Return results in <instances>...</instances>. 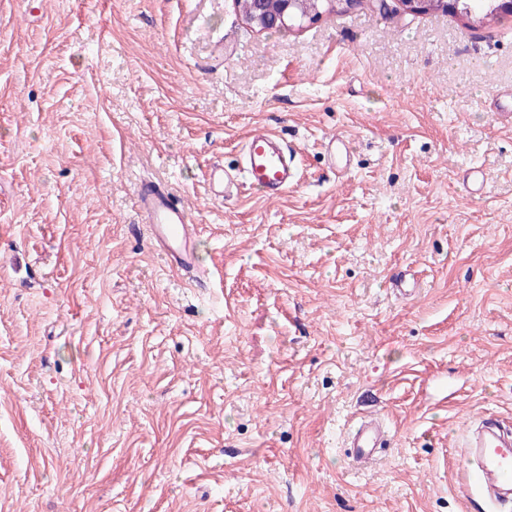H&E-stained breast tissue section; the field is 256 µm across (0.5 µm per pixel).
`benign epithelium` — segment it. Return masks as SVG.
<instances>
[{"label":"benign epithelium","instance_id":"1","mask_svg":"<svg viewBox=\"0 0 512 512\" xmlns=\"http://www.w3.org/2000/svg\"><path fill=\"white\" fill-rule=\"evenodd\" d=\"M283 5L279 15L270 18L261 10L262 0H255L252 11L242 16V19L252 28L260 31L295 28V16H300L301 22H314L321 15L320 7L325 6L336 12H347L357 8L370 7L383 13L402 12L409 15H420L430 11L441 10L456 15L472 27L482 25L477 16L475 3L483 0H471V3L460 8L461 0H281Z\"/></svg>","mask_w":512,"mask_h":512}]
</instances>
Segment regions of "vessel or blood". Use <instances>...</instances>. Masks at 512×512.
I'll return each instance as SVG.
<instances>
[{
    "label": "vessel or blood",
    "mask_w": 512,
    "mask_h": 512,
    "mask_svg": "<svg viewBox=\"0 0 512 512\" xmlns=\"http://www.w3.org/2000/svg\"><path fill=\"white\" fill-rule=\"evenodd\" d=\"M297 176L293 152L272 132L264 131L253 135L245 146L240 181L230 179L220 166L211 168L209 180L214 198L223 200L236 195L242 184L278 197L296 184ZM134 200L156 255L191 287H205L209 273L200 267L197 255L201 229L185 198L165 183L143 180ZM348 445L353 450V462L368 467L388 447L389 436L379 419L363 416L350 428ZM463 456L477 465L476 472L467 478L472 488L498 503H512L511 429L495 420H484L481 430L469 437Z\"/></svg>",
    "instance_id": "vessel-or-blood-1"
}]
</instances>
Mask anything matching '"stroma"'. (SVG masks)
<instances>
[{"mask_svg": "<svg viewBox=\"0 0 512 512\" xmlns=\"http://www.w3.org/2000/svg\"><path fill=\"white\" fill-rule=\"evenodd\" d=\"M39 2L0 0V512H491L460 451L512 419V16ZM258 130L298 184L215 199ZM142 179L189 203L206 287L151 251ZM211 193L215 199H226L238 192V183L224 173L223 166H213L209 173ZM348 434V447L353 448L352 460L360 468L371 466L378 459L380 451L389 447L387 431L377 418H358Z\"/></svg>", "mask_w": 512, "mask_h": 512, "instance_id": "35a3bbf8", "label": "stroma"}]
</instances>
